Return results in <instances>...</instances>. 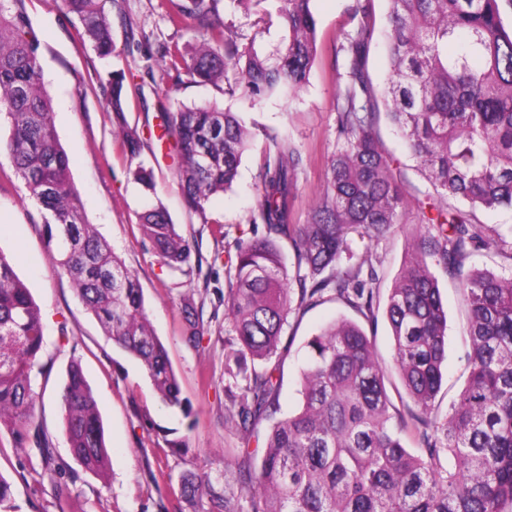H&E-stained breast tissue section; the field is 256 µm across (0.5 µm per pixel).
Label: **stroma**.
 Listing matches in <instances>:
<instances>
[{
    "instance_id": "stroma-1",
    "label": "stroma",
    "mask_w": 512,
    "mask_h": 512,
    "mask_svg": "<svg viewBox=\"0 0 512 512\" xmlns=\"http://www.w3.org/2000/svg\"><path fill=\"white\" fill-rule=\"evenodd\" d=\"M279 4L280 0H261L244 10L232 0H221L219 9L232 22L239 43L254 44L268 54L285 36L273 18ZM351 4L352 0H313L317 54L307 86L292 100L254 104L224 95L213 85L178 82L162 57L163 45L186 39L167 21L169 0H104L114 40V53L106 60L98 58L90 43L78 39L80 23L63 12L60 0H13L12 10L29 18L41 43L44 87L87 217L138 278L147 312L167 348L191 414L183 416L161 402L140 365L104 335L68 277L54 272L38 210L9 160L1 156L0 250L14 256L15 270L38 304L45 325V371L35 380L40 394L35 416L50 443L54 471L42 470L38 449L14 447L8 431H1L0 473L10 479L12 495L0 504V512H209L208 498L183 496V476L208 475L215 490L223 491L225 465L243 464V449L265 442V427L247 432L229 419L234 406L226 392L230 379L224 373L225 263L240 241L271 235L266 225L254 221L268 131L287 134L305 159L297 175L292 221L303 224L309 218L324 185L327 159L336 149L333 45L352 26ZM115 70L127 76L126 119L146 140L141 157L154 169L156 197L193 244L191 276L169 271L143 238L139 216L144 196L131 179L130 159L113 134L108 107V80ZM169 89L176 101L187 105L210 101L232 107L243 113L252 132L232 189L210 202L208 224L186 211L177 185V161L159 140L160 112ZM414 243L413 234L398 233L378 242L356 237L352 248L360 255L383 257L381 287L386 290ZM440 288L448 303V359L439 399L447 403L465 379L461 336L466 314L452 285L444 280ZM187 297L201 313L205 328L197 348L184 339ZM352 314L336 300L290 314L277 355L281 414L297 405L306 340L319 326ZM73 361L80 363L103 420L110 453V469L103 478L75 459L63 431L59 396L65 370Z\"/></svg>"
}]
</instances>
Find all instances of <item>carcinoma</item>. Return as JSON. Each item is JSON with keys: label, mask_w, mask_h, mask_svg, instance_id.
<instances>
[{"label": "carcinoma", "mask_w": 512, "mask_h": 512, "mask_svg": "<svg viewBox=\"0 0 512 512\" xmlns=\"http://www.w3.org/2000/svg\"><path fill=\"white\" fill-rule=\"evenodd\" d=\"M0 0V116L9 159L28 198L40 209L54 271L68 276L104 335L134 358L161 401L184 416L166 346L155 332L136 276L84 214L68 155L41 78L39 42L26 18ZM388 75L375 86L366 62L375 43L372 0H353V30L336 45V150L305 224L291 221L303 158L288 137L266 135L258 219L288 238L290 276L274 240L239 244L227 261L225 320L235 346V376L245 381L236 416L247 430L279 409L275 369L248 360L276 355L290 314L328 292L376 326L383 314L392 336V370L378 361L374 339L340 318L306 342L299 407L273 423L260 466L224 478V496L209 478L189 474L186 496L210 495L219 512H512V272L481 269L475 257L493 250L512 262V237L482 223L477 211L512 208V0H388ZM81 24L78 37L101 58L112 55V25L102 0H62ZM168 22L188 39L164 47L169 66L193 82L224 84L252 101L290 100L306 85L316 55L312 0H283L287 36L276 58L226 36L220 0H170ZM126 74L110 77L118 136L135 166L133 180L153 188V167L140 159L142 139L128 124ZM400 136L429 184L408 197L399 160L380 146V119ZM161 137L178 157L177 178L188 214L211 224V198L235 181L251 133L239 112L216 102L178 105L164 113ZM143 235L172 272H192V245L161 202L140 215ZM417 232L413 251L380 297L379 268L356 259L351 236L370 242ZM462 291L469 312V372L456 399L439 412L448 357V309L438 274ZM188 312L185 340L201 346L204 328ZM40 308L0 250V427L14 447L49 441L35 422L36 375L44 370ZM419 409L406 418L395 406L389 372ZM64 431L75 458L103 476L109 452L97 400L79 363L71 362L60 395Z\"/></svg>", "instance_id": "1"}]
</instances>
